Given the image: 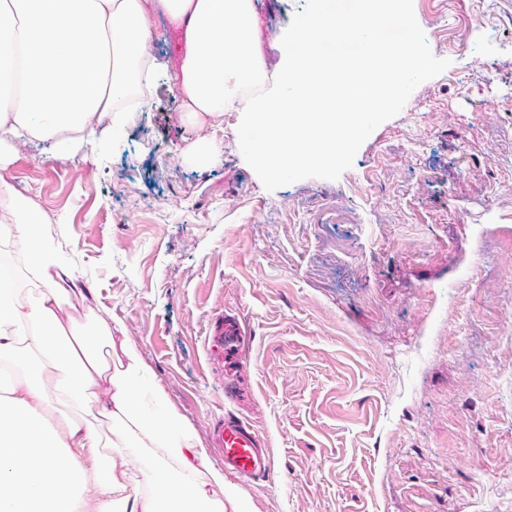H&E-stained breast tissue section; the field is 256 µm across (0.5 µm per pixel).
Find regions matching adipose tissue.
<instances>
[{"instance_id": "obj_1", "label": "adipose tissue", "mask_w": 512, "mask_h": 512, "mask_svg": "<svg viewBox=\"0 0 512 512\" xmlns=\"http://www.w3.org/2000/svg\"><path fill=\"white\" fill-rule=\"evenodd\" d=\"M159 14L182 32L174 78L186 121L249 113L261 131L250 154L272 176L338 157L363 112L398 99L400 74L425 61L415 30L386 37L374 0H321L297 25L277 91L242 100L266 75L255 0H0V90L26 77L20 96L0 97V137L96 140L157 69ZM44 220L25 201L0 211V261L12 270L0 277V363L22 369L0 391V512H255L211 468L121 322L72 315L73 271ZM56 401L72 415L52 417ZM85 451L88 467L76 460Z\"/></svg>"}]
</instances>
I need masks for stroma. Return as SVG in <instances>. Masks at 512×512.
Here are the masks:
<instances>
[{
	"mask_svg": "<svg viewBox=\"0 0 512 512\" xmlns=\"http://www.w3.org/2000/svg\"><path fill=\"white\" fill-rule=\"evenodd\" d=\"M316 0H256L268 78ZM426 57L338 158L273 177L247 113L183 119L172 72L118 140L15 136L0 180L47 219L211 447L246 418L274 461L258 512H512V0H402ZM199 139L220 161L186 155ZM249 345L238 401L207 349ZM243 332L236 321L221 320L214 325L212 335L209 336L208 342L213 343L215 347L214 357L220 367L236 364L242 355Z\"/></svg>",
	"mask_w": 512,
	"mask_h": 512,
	"instance_id": "stroma-1",
	"label": "stroma"
}]
</instances>
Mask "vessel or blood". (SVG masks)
<instances>
[{"mask_svg":"<svg viewBox=\"0 0 512 512\" xmlns=\"http://www.w3.org/2000/svg\"><path fill=\"white\" fill-rule=\"evenodd\" d=\"M243 332L237 322H216L209 338L215 347L217 363L234 364L242 355ZM213 439L224 457V467L239 479L256 481L269 477L272 471L270 455L258 433L243 417L224 415L213 423Z\"/></svg>","mask_w":512,"mask_h":512,"instance_id":"vessel-or-blood-1","label":"vessel or blood"}]
</instances>
